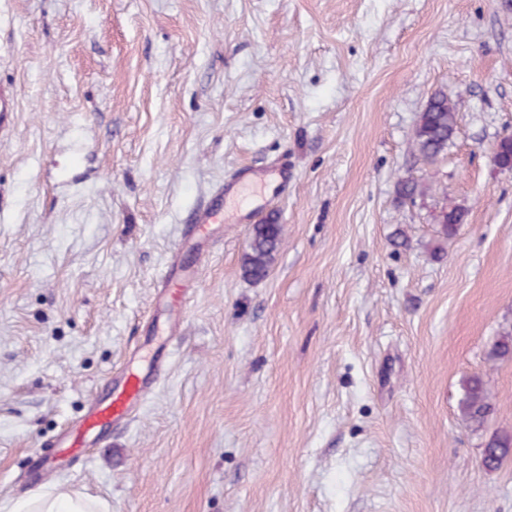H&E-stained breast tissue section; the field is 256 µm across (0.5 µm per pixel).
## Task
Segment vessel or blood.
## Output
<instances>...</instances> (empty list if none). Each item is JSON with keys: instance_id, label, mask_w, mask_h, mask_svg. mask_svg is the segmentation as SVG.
Instances as JSON below:
<instances>
[{"instance_id": "obj_1", "label": "vessel or blood", "mask_w": 512, "mask_h": 512, "mask_svg": "<svg viewBox=\"0 0 512 512\" xmlns=\"http://www.w3.org/2000/svg\"><path fill=\"white\" fill-rule=\"evenodd\" d=\"M251 170L242 168L224 181L217 189L210 205L197 210L186 226L178 251L189 250L201 255L214 235V227L224 221V202L237 196L244 188L255 184ZM198 280L197 271L179 270L178 274H166L162 286L154 298L156 307L166 314L169 330H176L184 319L186 304L194 292ZM152 384L139 373L122 374L119 384L111 388L107 396L91 394L87 409L79 422L66 427L56 438L55 453H38L37 462L42 477H50L56 470L59 451L74 455L84 454L98 439L102 430L113 424L127 421L142 398L150 392Z\"/></svg>"}]
</instances>
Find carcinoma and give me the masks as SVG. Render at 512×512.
I'll return each instance as SVG.
<instances>
[{
	"label": "carcinoma",
	"instance_id": "carcinoma-1",
	"mask_svg": "<svg viewBox=\"0 0 512 512\" xmlns=\"http://www.w3.org/2000/svg\"><path fill=\"white\" fill-rule=\"evenodd\" d=\"M459 123L455 101L444 91L433 93L420 113L414 130L413 148L419 159L428 165L437 163L448 153V146ZM496 160L504 170H512V136L501 138L496 145ZM419 181L411 174L396 182V194L402 200H414L421 194ZM464 214L452 208L441 214L440 226L444 237L456 234ZM284 240V225L273 217L263 224H254L249 237L248 250L242 259L244 275L251 280H261L269 272ZM512 354V334L498 339L489 352L492 359ZM458 409L464 421L480 429L493 412V395L488 381L481 375H471L461 382ZM512 455V433H494L485 443L482 464L496 469Z\"/></svg>",
	"mask_w": 512,
	"mask_h": 512
}]
</instances>
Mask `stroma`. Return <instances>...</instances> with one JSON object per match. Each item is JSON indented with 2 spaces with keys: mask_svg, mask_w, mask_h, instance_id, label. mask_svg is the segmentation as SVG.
<instances>
[{
  "mask_svg": "<svg viewBox=\"0 0 512 512\" xmlns=\"http://www.w3.org/2000/svg\"><path fill=\"white\" fill-rule=\"evenodd\" d=\"M0 86V501L132 369L155 373L143 404L54 478L112 512H512V457L482 464L512 433V355L488 358L512 333V0H0ZM439 90L459 125L427 166ZM243 166L288 186L225 208L164 338L154 284ZM272 211L284 241L252 281ZM458 123L455 101L444 91L433 93L414 130L413 148L423 163L434 165L446 156ZM284 240V224L272 217L264 224H253L248 250L242 259L244 275L251 280H261L269 272ZM493 395L488 381L481 375H471L461 382L458 409L464 421L480 429L493 412ZM511 455L512 433L495 432L484 445L482 464L487 469H497Z\"/></svg>",
  "mask_w": 512,
  "mask_h": 512,
  "instance_id": "1",
  "label": "stroma"
}]
</instances>
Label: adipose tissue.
<instances>
[{"mask_svg": "<svg viewBox=\"0 0 512 512\" xmlns=\"http://www.w3.org/2000/svg\"><path fill=\"white\" fill-rule=\"evenodd\" d=\"M0 512H110V507L105 501L53 484L0 501Z\"/></svg>", "mask_w": 512, "mask_h": 512, "instance_id": "adipose-tissue-1", "label": "adipose tissue"}]
</instances>
